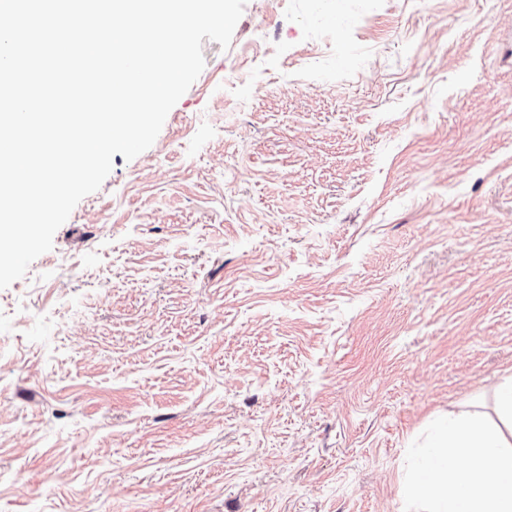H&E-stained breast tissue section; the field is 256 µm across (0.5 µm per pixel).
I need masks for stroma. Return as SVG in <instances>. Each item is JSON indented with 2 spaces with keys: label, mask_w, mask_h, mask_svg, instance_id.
I'll return each mask as SVG.
<instances>
[{
  "label": "stroma",
  "mask_w": 512,
  "mask_h": 512,
  "mask_svg": "<svg viewBox=\"0 0 512 512\" xmlns=\"http://www.w3.org/2000/svg\"><path fill=\"white\" fill-rule=\"evenodd\" d=\"M0 289V512H404L512 377V0H246Z\"/></svg>",
  "instance_id": "1"
}]
</instances>
